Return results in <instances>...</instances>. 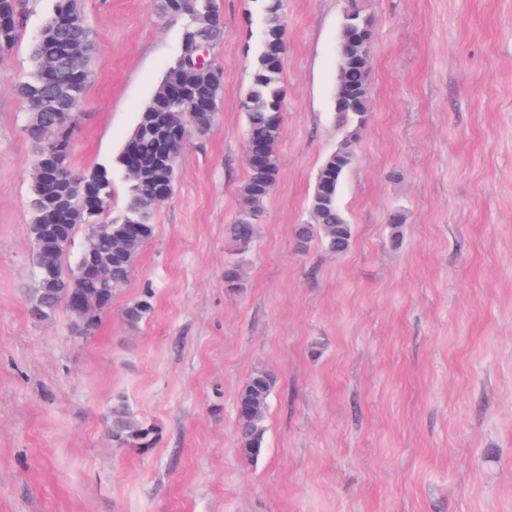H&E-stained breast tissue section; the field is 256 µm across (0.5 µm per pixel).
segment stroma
I'll return each mask as SVG.
<instances>
[{
    "mask_svg": "<svg viewBox=\"0 0 512 512\" xmlns=\"http://www.w3.org/2000/svg\"><path fill=\"white\" fill-rule=\"evenodd\" d=\"M218 3L217 117L190 132L152 240L86 339L66 307L30 314L36 144L15 88L52 0H24L0 54V512H512V0H357L372 110L339 191L353 228L340 254L299 248L296 230L347 133L332 98L348 0H284L279 174L243 250L226 227L260 23L256 0ZM77 5L93 43L81 171L111 166L182 23L150 0ZM147 291L129 326L124 307ZM261 369L275 385L249 462L236 402ZM118 402L156 426L154 448L115 446Z\"/></svg>",
    "mask_w": 512,
    "mask_h": 512,
    "instance_id": "obj_1",
    "label": "stroma"
}]
</instances>
